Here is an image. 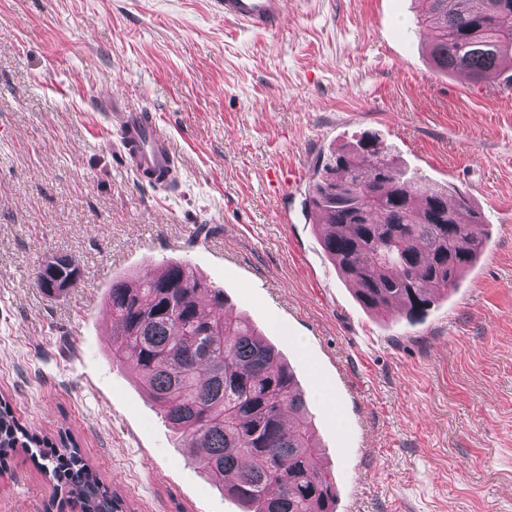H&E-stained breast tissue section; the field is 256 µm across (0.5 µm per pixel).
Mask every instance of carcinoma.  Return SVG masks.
Wrapping results in <instances>:
<instances>
[{
  "mask_svg": "<svg viewBox=\"0 0 512 512\" xmlns=\"http://www.w3.org/2000/svg\"><path fill=\"white\" fill-rule=\"evenodd\" d=\"M435 72L475 84L512 64V0H416ZM319 163L305 207L324 229L323 250L359 303L378 318L411 322L448 296L483 256L481 212L447 186L408 171L373 136ZM80 269L59 257L45 279L72 283ZM112 363L158 408L192 463L242 512H335L336 481L313 451L316 426L294 371L248 317L226 315L224 290L187 261L115 279ZM44 447L41 469L80 512H130L66 436L53 444L19 424L0 401V452Z\"/></svg>",
  "mask_w": 512,
  "mask_h": 512,
  "instance_id": "obj_1",
  "label": "carcinoma"
}]
</instances>
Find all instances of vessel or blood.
Wrapping results in <instances>:
<instances>
[{
	"label": "vessel or blood",
	"mask_w": 512,
	"mask_h": 512,
	"mask_svg": "<svg viewBox=\"0 0 512 512\" xmlns=\"http://www.w3.org/2000/svg\"><path fill=\"white\" fill-rule=\"evenodd\" d=\"M224 17L236 25L257 31H270L283 18L284 0H216ZM126 154L137 173L163 172L172 156L165 137L142 113H129L122 125Z\"/></svg>",
	"instance_id": "obj_1"
}]
</instances>
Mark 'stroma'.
Listing matches in <instances>:
<instances>
[{"mask_svg": "<svg viewBox=\"0 0 512 512\" xmlns=\"http://www.w3.org/2000/svg\"><path fill=\"white\" fill-rule=\"evenodd\" d=\"M414 0H288L269 32L214 0H0V397L69 432L136 512H240L126 370L113 279L189 261L265 327L315 417L336 512H512V86L435 74ZM148 115L178 184L127 165L120 115ZM373 133L469 199L491 237L416 324L367 313L304 206L318 157ZM67 255L55 296L35 276ZM28 453L0 512H46Z\"/></svg>", "mask_w": 512, "mask_h": 512, "instance_id": "stroma-1", "label": "stroma"}]
</instances>
